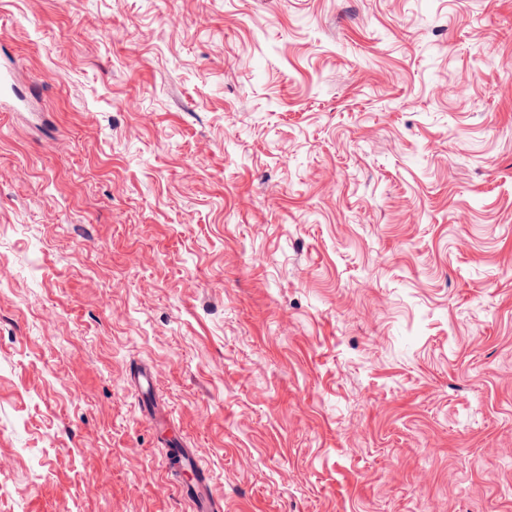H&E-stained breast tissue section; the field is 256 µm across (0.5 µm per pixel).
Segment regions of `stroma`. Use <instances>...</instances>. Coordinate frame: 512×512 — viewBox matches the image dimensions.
Returning <instances> with one entry per match:
<instances>
[{
    "label": "stroma",
    "mask_w": 512,
    "mask_h": 512,
    "mask_svg": "<svg viewBox=\"0 0 512 512\" xmlns=\"http://www.w3.org/2000/svg\"><path fill=\"white\" fill-rule=\"evenodd\" d=\"M1 67L0 512H187L163 436L512 512V0H0Z\"/></svg>",
    "instance_id": "obj_1"
}]
</instances>
